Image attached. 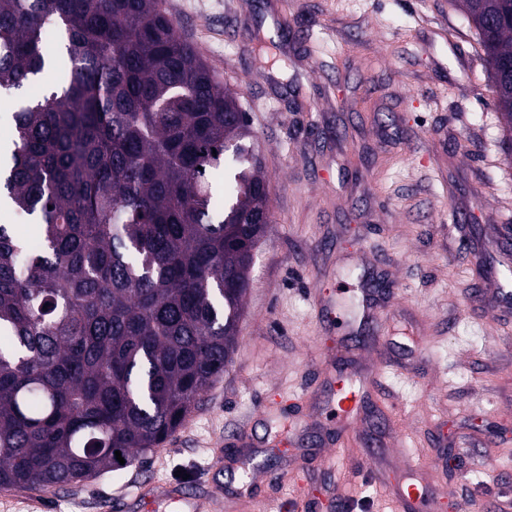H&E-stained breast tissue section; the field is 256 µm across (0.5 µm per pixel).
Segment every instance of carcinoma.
<instances>
[{
    "instance_id": "obj_1",
    "label": "carcinoma",
    "mask_w": 512,
    "mask_h": 512,
    "mask_svg": "<svg viewBox=\"0 0 512 512\" xmlns=\"http://www.w3.org/2000/svg\"><path fill=\"white\" fill-rule=\"evenodd\" d=\"M512 118V0H461ZM0 488L138 467L234 352L271 193L237 93L162 0H0ZM121 452L125 464L116 459Z\"/></svg>"
}]
</instances>
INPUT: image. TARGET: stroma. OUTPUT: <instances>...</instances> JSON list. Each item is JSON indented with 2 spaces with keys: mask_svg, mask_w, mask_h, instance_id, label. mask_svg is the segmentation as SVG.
I'll return each mask as SVG.
<instances>
[{
  "mask_svg": "<svg viewBox=\"0 0 512 512\" xmlns=\"http://www.w3.org/2000/svg\"><path fill=\"white\" fill-rule=\"evenodd\" d=\"M237 91L271 186L238 343L223 375L140 468L61 489H0V512H393L353 475L393 456L447 505L494 512L512 487V310L481 299L512 268V133L453 0H163ZM272 29H265V22ZM471 215L467 236L450 209ZM378 286L370 322L345 290ZM337 304L334 320L314 305ZM373 361L356 433L332 451L335 367ZM473 458L447 470L450 446ZM192 493L194 503L180 499Z\"/></svg>",
  "mask_w": 512,
  "mask_h": 512,
  "instance_id": "stroma-1",
  "label": "stroma"
}]
</instances>
